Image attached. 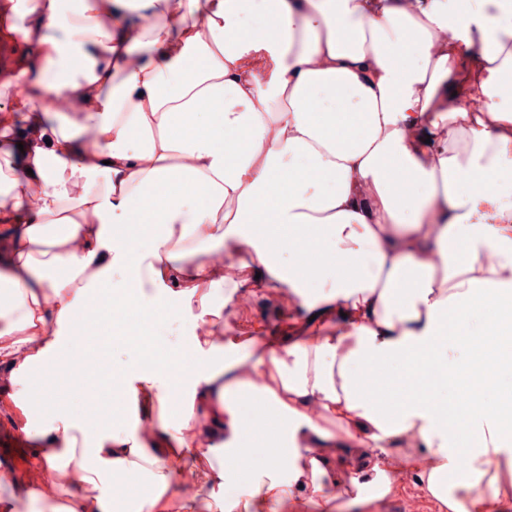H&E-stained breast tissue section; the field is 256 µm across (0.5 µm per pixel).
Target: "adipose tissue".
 Returning a JSON list of instances; mask_svg holds the SVG:
<instances>
[{
  "instance_id": "ef3b65f1",
  "label": "adipose tissue",
  "mask_w": 512,
  "mask_h": 512,
  "mask_svg": "<svg viewBox=\"0 0 512 512\" xmlns=\"http://www.w3.org/2000/svg\"><path fill=\"white\" fill-rule=\"evenodd\" d=\"M14 10L27 55L0 127L22 113L28 134L0 151V361L55 475L32 512H115L130 473L151 483L135 512H281L326 500L348 459L346 504L370 512L402 490L398 448L440 512H504L512 390L485 392L512 372V0ZM312 248L329 263L302 265ZM248 281L308 313L296 336L210 331ZM91 302L97 354L160 306L204 324L180 345L189 372L123 373L120 430L30 409L32 372L61 370ZM420 355L453 405L395 397Z\"/></svg>"
}]
</instances>
